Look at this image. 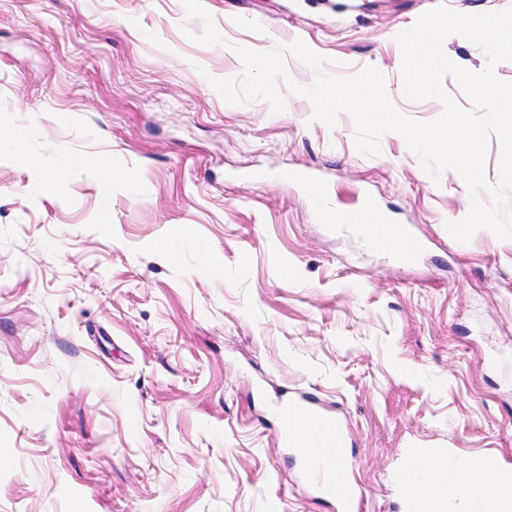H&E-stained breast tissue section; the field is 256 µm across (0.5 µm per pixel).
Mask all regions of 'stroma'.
<instances>
[{"label": "stroma", "mask_w": 512, "mask_h": 512, "mask_svg": "<svg viewBox=\"0 0 512 512\" xmlns=\"http://www.w3.org/2000/svg\"><path fill=\"white\" fill-rule=\"evenodd\" d=\"M441 5L512 0H0V512H336L278 434L272 401L302 394L344 428L362 512H397L407 448L512 468V239L453 238L461 177L393 132L358 152L349 114L290 92L315 79L294 55L283 111L210 83L300 40L434 120L397 36ZM98 156L112 181L63 167ZM306 168L416 260L320 223Z\"/></svg>", "instance_id": "stroma-1"}]
</instances>
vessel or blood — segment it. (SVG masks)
Wrapping results in <instances>:
<instances>
[{
    "label": "vessel or blood",
    "instance_id": "vessel-or-blood-1",
    "mask_svg": "<svg viewBox=\"0 0 512 512\" xmlns=\"http://www.w3.org/2000/svg\"><path fill=\"white\" fill-rule=\"evenodd\" d=\"M319 217L321 223L329 225L354 224L360 220L375 224L379 221L376 208L370 204L363 205L356 212H341L325 204ZM276 414L280 422L279 436L288 447L298 450L308 483L318 493L335 496L341 512H357V494L349 490L344 480L343 468L349 460L345 454V437L335 415L310 395L278 406ZM299 419L314 429V440L296 435L294 425ZM448 455L449 451L444 447L407 449L401 471L405 474L416 471L420 462L427 458L434 459L440 466H447ZM446 488L445 497L431 504L414 493H406L401 499V512H448L449 501L466 496L467 488L451 480L447 481ZM484 493L496 500L506 512L507 508L512 507V476L496 477L494 484L485 488Z\"/></svg>",
    "mask_w": 512,
    "mask_h": 512
}]
</instances>
